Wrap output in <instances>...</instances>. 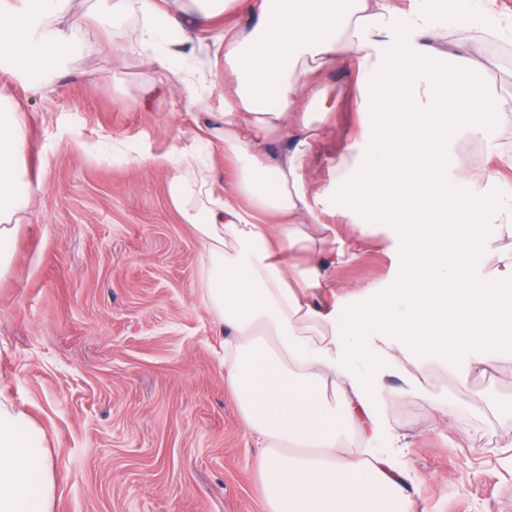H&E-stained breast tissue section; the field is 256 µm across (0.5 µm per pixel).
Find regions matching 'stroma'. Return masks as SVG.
Here are the masks:
<instances>
[{
    "instance_id": "stroma-1",
    "label": "stroma",
    "mask_w": 512,
    "mask_h": 512,
    "mask_svg": "<svg viewBox=\"0 0 512 512\" xmlns=\"http://www.w3.org/2000/svg\"><path fill=\"white\" fill-rule=\"evenodd\" d=\"M59 8L86 52L36 87L20 69L0 70V95L24 114V168L36 187L0 277V393L45 431L53 512H269L262 450L225 381L230 335L202 303V246L169 201L171 169L137 159L190 146L202 116L167 71L128 52L133 15L113 17L97 0ZM427 24L437 37L418 42L463 55L491 87L512 86V67L483 33L438 15ZM317 78L330 114L303 187L315 210L336 214L307 225L313 245L298 259L321 261L331 285L321 299L344 310L365 303L366 288L394 284L402 251L374 215L354 231L348 201L331 192L340 153L365 129L351 66L327 65ZM100 141L128 150L91 152ZM407 373L424 397L402 392ZM376 400L380 432L351 452L365 457L404 436L397 464L412 476L414 512H512V354L466 376L400 356Z\"/></svg>"
}]
</instances>
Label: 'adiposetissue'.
<instances>
[{"instance_id":"adipose-tissue-1","label":"adipose tissue","mask_w":512,"mask_h":512,"mask_svg":"<svg viewBox=\"0 0 512 512\" xmlns=\"http://www.w3.org/2000/svg\"><path fill=\"white\" fill-rule=\"evenodd\" d=\"M23 2L0 5V67L33 62L56 70L83 52L57 0ZM102 3L116 16L137 7L136 51L173 74L189 106L207 116L195 147L150 162L173 170L171 204L204 247L203 301L234 333L227 381L263 450L270 512H410L409 475L394 462L399 437L362 459L343 450L378 429L376 394L398 353L455 365L474 351L486 368L512 349V294L503 293L512 252H499L495 273L481 272L492 245L512 237V183L497 181L492 195L481 196L450 175L451 145L464 135L486 139L499 126L498 94L475 64L412 39L433 10L495 32V0H421L406 18L394 16L387 0ZM188 3L191 29L179 19ZM232 3L252 23L216 38L235 88L214 112L208 75L190 64L194 31L211 28ZM329 61L354 65L367 129L348 147L353 168H337L336 190L394 225L403 244L395 284L368 289L365 304L341 315L317 298L327 285L320 266L286 259L305 240L304 224L318 220L302 172L317 136L309 114L324 96L309 76ZM23 127L22 114L0 98V275L35 192L22 165ZM282 131L291 148L270 159L264 144ZM215 145L236 165L229 194L200 152ZM53 503L45 433L0 393V512H53Z\"/></svg>"}]
</instances>
